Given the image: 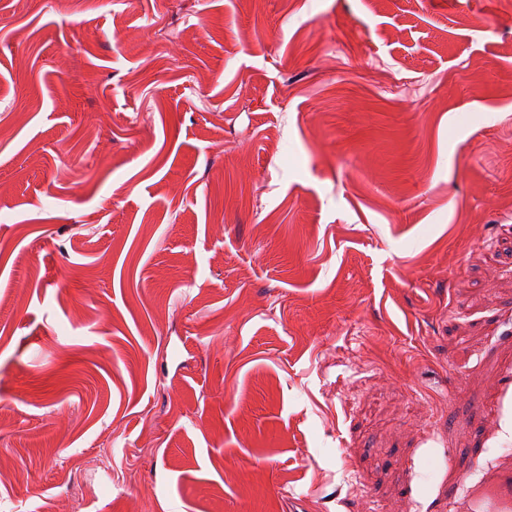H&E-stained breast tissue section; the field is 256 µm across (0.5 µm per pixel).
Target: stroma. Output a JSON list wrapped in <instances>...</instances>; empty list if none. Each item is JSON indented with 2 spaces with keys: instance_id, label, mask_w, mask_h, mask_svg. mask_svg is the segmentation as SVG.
<instances>
[{
  "instance_id": "35a3bbf8",
  "label": "stroma",
  "mask_w": 512,
  "mask_h": 512,
  "mask_svg": "<svg viewBox=\"0 0 512 512\" xmlns=\"http://www.w3.org/2000/svg\"><path fill=\"white\" fill-rule=\"evenodd\" d=\"M76 479L497 512L512 0H0V512Z\"/></svg>"
}]
</instances>
